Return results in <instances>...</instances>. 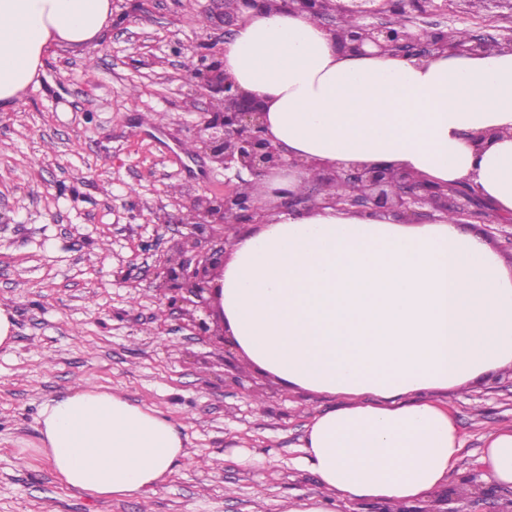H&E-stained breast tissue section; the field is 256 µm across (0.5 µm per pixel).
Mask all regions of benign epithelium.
<instances>
[{
	"instance_id": "7a95c632",
	"label": "benign epithelium",
	"mask_w": 512,
	"mask_h": 512,
	"mask_svg": "<svg viewBox=\"0 0 512 512\" xmlns=\"http://www.w3.org/2000/svg\"><path fill=\"white\" fill-rule=\"evenodd\" d=\"M221 13L203 12L201 22L238 27L252 14L267 7L268 0H214ZM463 0H280L286 13L312 15L338 36V49L349 54H364L366 47L375 53L428 60L448 52L482 53L495 49L497 42L474 36L468 41L448 45V31L428 27L426 19L448 15V3ZM405 17L407 24L397 23ZM197 84L211 99L212 107L203 113L199 143L210 161L226 170L246 171L264 177L283 170L311 168L313 164L290 157L285 148L269 136L264 118L267 101L240 90L224 72V52L207 45L193 62ZM315 168V167H313ZM314 178L318 189L293 192L275 189L274 208H323L394 213L413 223L427 207L432 212L448 213V187L432 185L403 168L367 166H319ZM335 182L347 192L344 197L320 196L321 183ZM475 193L468 188L454 198L453 210L459 217L469 216ZM259 203L237 186L222 196L193 195L182 204L174 219L161 224H183L190 232L170 239L163 257L153 270V287L162 303L176 309L187 321L194 336H214L225 344L224 317L216 279L224 271L228 231L250 223Z\"/></svg>"
}]
</instances>
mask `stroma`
Instances as JSON below:
<instances>
[{
  "label": "stroma",
  "mask_w": 512,
  "mask_h": 512,
  "mask_svg": "<svg viewBox=\"0 0 512 512\" xmlns=\"http://www.w3.org/2000/svg\"><path fill=\"white\" fill-rule=\"evenodd\" d=\"M207 0H112V22L79 48H52L18 108H0V306L15 324L0 350V512H293L325 497L300 465L331 398L283 390L236 349L191 336L149 286L157 216L228 177L195 141L208 99L188 58L223 39ZM447 28L506 41L512 12L474 0ZM512 266V222L465 219ZM185 424L187 456L142 496L66 487L40 449V412L85 381ZM465 439L460 472L403 512H512L486 479L482 437L512 424V368L439 392Z\"/></svg>",
  "instance_id": "obj_1"
}]
</instances>
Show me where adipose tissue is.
<instances>
[{"label":"adipose tissue","instance_id":"1","mask_svg":"<svg viewBox=\"0 0 512 512\" xmlns=\"http://www.w3.org/2000/svg\"><path fill=\"white\" fill-rule=\"evenodd\" d=\"M111 15V0H0V106L19 105L52 45L86 44ZM223 48L226 73L267 99L269 132L290 155L467 184L512 218V46L425 62L347 55L317 19L264 10ZM488 129L502 138L475 147ZM254 223L220 281L229 341L284 388L335 400L303 457L329 495L299 512L410 505L446 485L465 448L434 393L512 366V268L446 216L404 224L325 207ZM40 416L58 480L95 497L152 491L186 455L168 417L90 383ZM482 440L480 464L512 486V425Z\"/></svg>","mask_w":512,"mask_h":512}]
</instances>
